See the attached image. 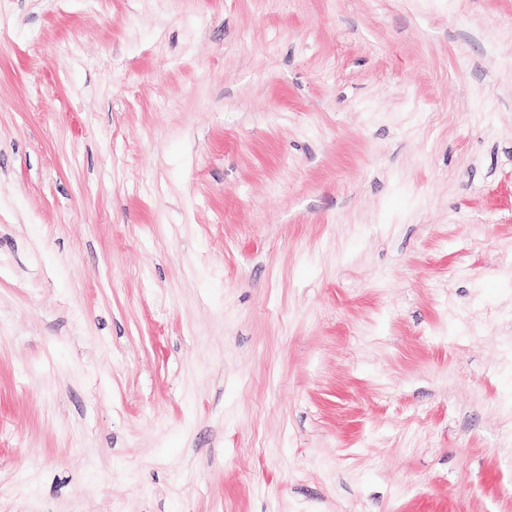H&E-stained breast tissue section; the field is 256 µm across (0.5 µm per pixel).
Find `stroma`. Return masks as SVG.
I'll return each mask as SVG.
<instances>
[{
    "instance_id": "obj_1",
    "label": "stroma",
    "mask_w": 512,
    "mask_h": 512,
    "mask_svg": "<svg viewBox=\"0 0 512 512\" xmlns=\"http://www.w3.org/2000/svg\"><path fill=\"white\" fill-rule=\"evenodd\" d=\"M0 512H512V0H0Z\"/></svg>"
}]
</instances>
